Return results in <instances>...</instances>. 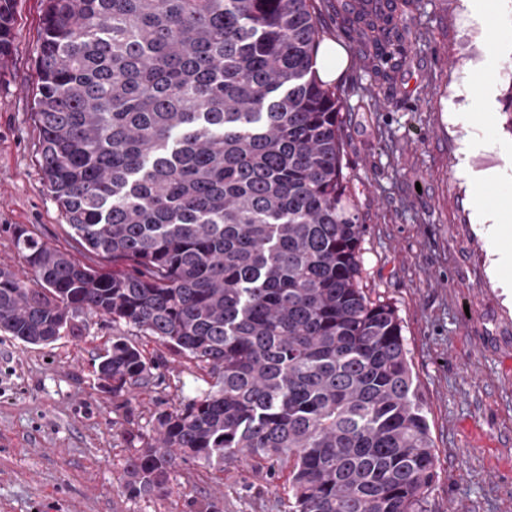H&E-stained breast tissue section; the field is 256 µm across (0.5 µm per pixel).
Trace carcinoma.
I'll return each mask as SVG.
<instances>
[{"label": "carcinoma", "instance_id": "carcinoma-1", "mask_svg": "<svg viewBox=\"0 0 512 512\" xmlns=\"http://www.w3.org/2000/svg\"><path fill=\"white\" fill-rule=\"evenodd\" d=\"M33 122L73 239L112 271L14 227L0 331L44 345L76 314L185 357L209 389L130 436L121 492L166 497L176 461L285 478L288 512H426L427 410L396 311L360 285L344 100L317 73L316 0H43ZM15 0H0V70ZM396 0H337L373 58L402 52ZM126 337L99 356L120 396L153 383Z\"/></svg>", "mask_w": 512, "mask_h": 512}]
</instances>
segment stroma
<instances>
[{
    "label": "stroma",
    "instance_id": "stroma-1",
    "mask_svg": "<svg viewBox=\"0 0 512 512\" xmlns=\"http://www.w3.org/2000/svg\"><path fill=\"white\" fill-rule=\"evenodd\" d=\"M326 38L343 43L345 171L364 226L363 286L397 312L428 408L437 478L427 512H512V228L490 231L483 206L512 207V0L483 22L468 0H412L406 55L381 84L316 0ZM42 0H17L15 40L0 71V267L31 275L11 230L36 229L87 263L37 163L31 120ZM494 172L483 205L469 174ZM79 337L33 346L0 332V512H288L281 481L239 463L222 479L178 466L169 496L118 488L128 437L154 436L177 399L207 390L202 372L134 329L79 314ZM154 360L152 386L116 397L98 358L113 337Z\"/></svg>",
    "mask_w": 512,
    "mask_h": 512
}]
</instances>
